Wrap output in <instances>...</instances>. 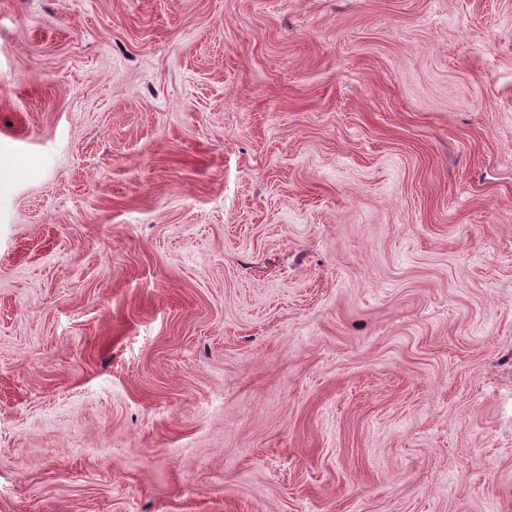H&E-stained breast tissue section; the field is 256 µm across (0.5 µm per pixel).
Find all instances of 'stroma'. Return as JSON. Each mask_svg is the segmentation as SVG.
I'll list each match as a JSON object with an SVG mask.
<instances>
[{"label":"stroma","instance_id":"stroma-1","mask_svg":"<svg viewBox=\"0 0 512 512\" xmlns=\"http://www.w3.org/2000/svg\"><path fill=\"white\" fill-rule=\"evenodd\" d=\"M0 512H512V0H0Z\"/></svg>","mask_w":512,"mask_h":512}]
</instances>
